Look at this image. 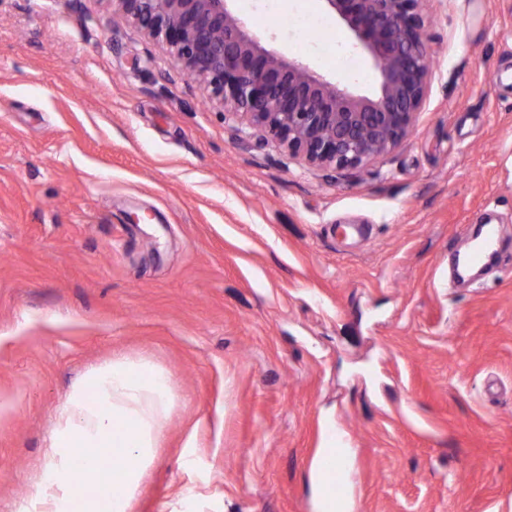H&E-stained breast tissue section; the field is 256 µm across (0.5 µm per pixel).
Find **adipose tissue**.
Here are the masks:
<instances>
[{
  "label": "adipose tissue",
  "instance_id": "adipose-tissue-1",
  "mask_svg": "<svg viewBox=\"0 0 512 512\" xmlns=\"http://www.w3.org/2000/svg\"><path fill=\"white\" fill-rule=\"evenodd\" d=\"M172 411L170 378L117 359L70 394L50 434L53 453L30 490L37 512H128ZM336 430L325 429L310 476L320 512H336Z\"/></svg>",
  "mask_w": 512,
  "mask_h": 512
}]
</instances>
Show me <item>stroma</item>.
<instances>
[{"mask_svg": "<svg viewBox=\"0 0 512 512\" xmlns=\"http://www.w3.org/2000/svg\"><path fill=\"white\" fill-rule=\"evenodd\" d=\"M424 109L343 176L246 138L106 0H0V512L71 388L117 355L174 406L128 512H312L325 426L353 512H512V0H425ZM270 48L358 95L322 0H252ZM337 35L339 67L289 19ZM497 261L450 280L475 225Z\"/></svg>", "mask_w": 512, "mask_h": 512, "instance_id": "obj_1", "label": "stroma"}]
</instances>
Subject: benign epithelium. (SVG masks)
Here are the masks:
<instances>
[{
  "label": "benign epithelium",
  "instance_id": "benign-epithelium-1",
  "mask_svg": "<svg viewBox=\"0 0 512 512\" xmlns=\"http://www.w3.org/2000/svg\"><path fill=\"white\" fill-rule=\"evenodd\" d=\"M109 2L203 86L224 119L312 167L348 172L390 154L428 96L423 0H323L373 60L379 92L372 98L269 48L237 16L233 0Z\"/></svg>",
  "mask_w": 512,
  "mask_h": 512
}]
</instances>
